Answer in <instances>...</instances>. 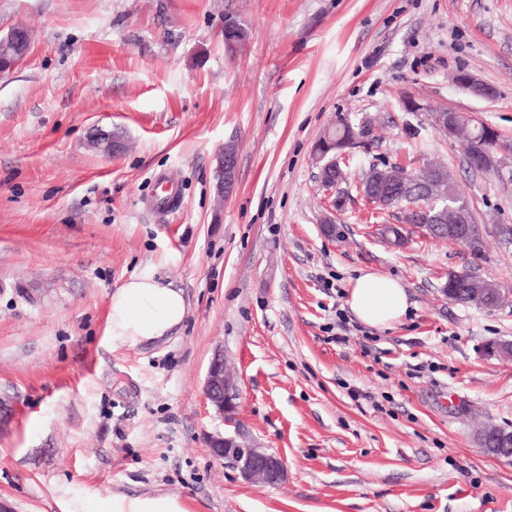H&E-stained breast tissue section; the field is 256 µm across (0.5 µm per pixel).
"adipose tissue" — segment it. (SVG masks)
Instances as JSON below:
<instances>
[{
  "instance_id": "ef3b65f1",
  "label": "adipose tissue",
  "mask_w": 512,
  "mask_h": 512,
  "mask_svg": "<svg viewBox=\"0 0 512 512\" xmlns=\"http://www.w3.org/2000/svg\"><path fill=\"white\" fill-rule=\"evenodd\" d=\"M347 303L364 324L383 328L400 320L408 309L401 284L388 276H359ZM187 306L181 289L152 273L131 276L111 295L108 331L113 339L135 345L170 335L184 321ZM106 512H186L178 496H113Z\"/></svg>"
}]
</instances>
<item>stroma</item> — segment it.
<instances>
[{"mask_svg":"<svg viewBox=\"0 0 512 512\" xmlns=\"http://www.w3.org/2000/svg\"><path fill=\"white\" fill-rule=\"evenodd\" d=\"M248 34L237 53L224 23ZM28 54L0 76V512H63L88 495H175L188 512H512V461L478 430H512V0H0ZM493 87L477 100L459 69ZM420 103L417 112L404 102ZM497 129L475 173L436 110ZM369 122V164H445L481 256L416 233L382 243L379 214L334 198L313 153L338 120ZM123 132L108 155L96 132ZM239 146L238 188L215 198V155ZM174 210L151 200L161 179ZM497 283L495 311L448 300L449 272ZM151 272L184 294L170 336L107 330L112 292ZM398 279L390 328L361 323L358 275ZM347 325L336 329V314ZM237 423L204 396L216 349ZM286 463L268 485L215 459L212 434Z\"/></svg>","mask_w":512,"mask_h":512,"instance_id":"obj_1","label":"stroma"}]
</instances>
